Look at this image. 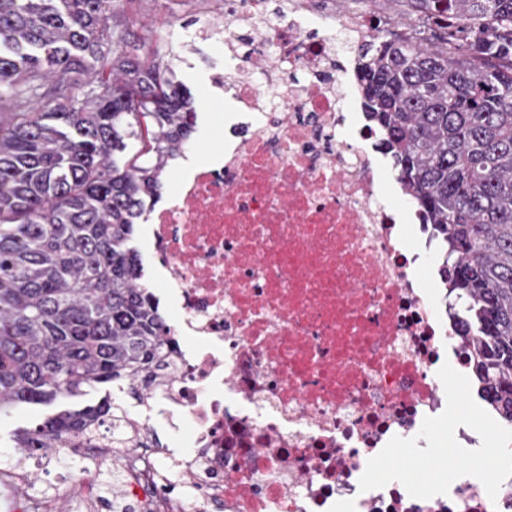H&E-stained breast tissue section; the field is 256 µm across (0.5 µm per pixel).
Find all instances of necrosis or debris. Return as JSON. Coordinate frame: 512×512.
I'll use <instances>...</instances> for the list:
<instances>
[{"mask_svg":"<svg viewBox=\"0 0 512 512\" xmlns=\"http://www.w3.org/2000/svg\"><path fill=\"white\" fill-rule=\"evenodd\" d=\"M185 39L236 114L212 161L151 210L166 299L171 368L141 402L172 439L122 472L136 512H512V495L471 474L423 496L402 478L367 482L385 454L426 453L424 426L448 400L437 365L452 356L455 311L424 284L432 239L412 251L405 211L381 191L374 134L339 54L374 16L300 24L309 0L270 16L268 0H225L224 23ZM272 54L275 82L252 72ZM251 77H244V70ZM111 452L67 493L93 512Z\"/></svg>","mask_w":512,"mask_h":512,"instance_id":"obj_1","label":"necrosis or debris"}]
</instances>
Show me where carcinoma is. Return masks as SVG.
Here are the masks:
<instances>
[{"label": "carcinoma", "instance_id": "obj_1", "mask_svg": "<svg viewBox=\"0 0 512 512\" xmlns=\"http://www.w3.org/2000/svg\"><path fill=\"white\" fill-rule=\"evenodd\" d=\"M134 0H0V416L111 384L14 447H146L167 322L132 245L192 137L191 89ZM355 49L361 110L444 244L456 339L512 429V0H391ZM112 425V436L104 434Z\"/></svg>", "mask_w": 512, "mask_h": 512}]
</instances>
